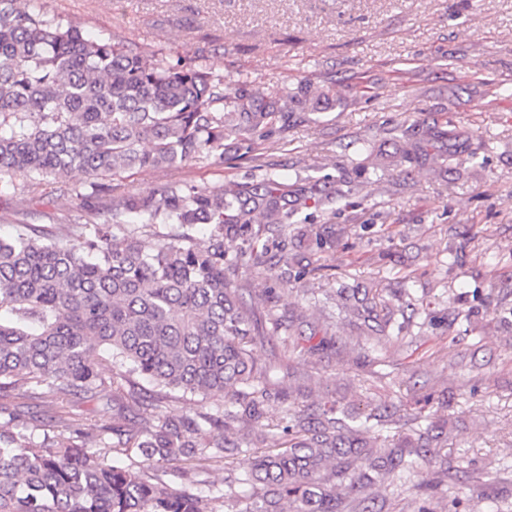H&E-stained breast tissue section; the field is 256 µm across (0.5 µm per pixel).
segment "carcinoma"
<instances>
[{
    "instance_id": "cac0c4a2",
    "label": "carcinoma",
    "mask_w": 512,
    "mask_h": 512,
    "mask_svg": "<svg viewBox=\"0 0 512 512\" xmlns=\"http://www.w3.org/2000/svg\"><path fill=\"white\" fill-rule=\"evenodd\" d=\"M305 84L274 90L224 74L191 55L149 51L50 16L42 0H0V197H15L18 174L55 184L84 176L77 215L59 227L27 224L0 237V512H358L374 508L394 487L413 512H432L428 491L444 485V448L455 422L438 424L391 443L366 436L367 423H399L396 412L374 408L365 420L337 415L334 406L290 415V439L268 446L250 424L262 415L267 390L249 346L258 335L225 266H258L263 228L298 223L302 209L336 212L343 194L326 178L291 184L274 172L254 183L210 191L167 183L146 193L112 196V177L133 169L178 167L203 159L217 168L224 155L250 156L258 140L289 114L307 108ZM458 137L440 127L405 132L400 162L441 167L429 141ZM64 224H78L82 246ZM120 224H168V241L149 248L136 231L119 238ZM207 225L202 241L187 230ZM336 232L298 228L296 253L280 257L286 282L304 272L301 250H323ZM248 247L227 258L224 240ZM336 307L370 337L394 332L391 302L371 288L336 289ZM105 353L123 382L98 369ZM167 392L224 395V414L171 417L132 424L124 401L142 397L139 380ZM52 397L45 414L31 412L34 389ZM112 389V423L63 418L73 398ZM109 442L96 451L87 440ZM136 454L132 467L105 455ZM255 455L243 478L224 482L218 496L201 494L189 471L194 460ZM171 464L168 472L158 466ZM181 480L180 488L165 479ZM248 484L243 498L236 487Z\"/></svg>"
}]
</instances>
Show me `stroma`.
I'll use <instances>...</instances> for the list:
<instances>
[{
  "instance_id": "1",
  "label": "stroma",
  "mask_w": 512,
  "mask_h": 512,
  "mask_svg": "<svg viewBox=\"0 0 512 512\" xmlns=\"http://www.w3.org/2000/svg\"><path fill=\"white\" fill-rule=\"evenodd\" d=\"M49 14L89 35L115 34L139 46L187 49L226 79L274 89L310 85L312 102L251 158L223 168L197 161L178 169L132 170L113 195L172 181L203 189L259 180L284 182L347 171L335 213L307 210L310 224L336 226L331 247L284 284L263 269L226 275L241 288L259 334L252 346L269 392L264 424L319 405L362 413L395 404L404 418L458 421L445 453L465 473L464 505L512 512L501 482L512 480V0H43ZM453 121L468 139L451 170L404 172L393 163L394 128ZM370 145L377 171L354 173L353 146ZM0 198V233L65 215L69 199L27 183ZM405 289L418 315L377 344L345 322L309 308L304 291L339 286ZM222 397L168 393L130 404L135 421L156 413L215 411ZM247 454L202 463L203 491L250 468Z\"/></svg>"
}]
</instances>
